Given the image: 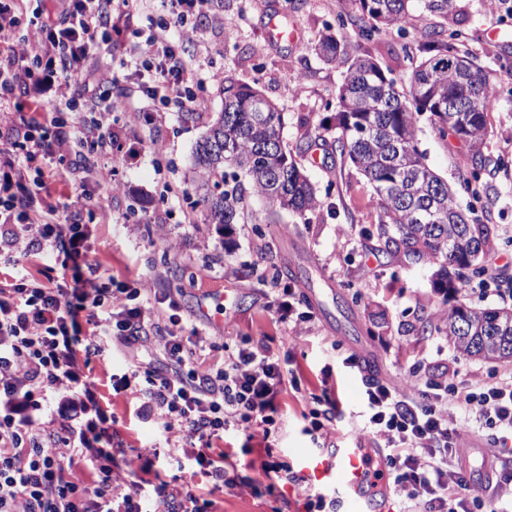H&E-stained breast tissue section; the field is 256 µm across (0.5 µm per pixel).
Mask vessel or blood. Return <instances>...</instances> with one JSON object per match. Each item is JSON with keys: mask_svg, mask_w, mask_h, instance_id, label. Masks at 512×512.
I'll return each mask as SVG.
<instances>
[{"mask_svg": "<svg viewBox=\"0 0 512 512\" xmlns=\"http://www.w3.org/2000/svg\"><path fill=\"white\" fill-rule=\"evenodd\" d=\"M378 448L364 450L342 445L321 452H302L300 473L309 482L331 487L345 512H387L381 491L385 479L377 478L374 465L381 459Z\"/></svg>", "mask_w": 512, "mask_h": 512, "instance_id": "1", "label": "vessel or blood"}]
</instances>
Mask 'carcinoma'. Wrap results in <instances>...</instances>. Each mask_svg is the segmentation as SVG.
Listing matches in <instances>:
<instances>
[{
  "label": "carcinoma",
  "mask_w": 512,
  "mask_h": 512,
  "mask_svg": "<svg viewBox=\"0 0 512 512\" xmlns=\"http://www.w3.org/2000/svg\"><path fill=\"white\" fill-rule=\"evenodd\" d=\"M353 23L368 38L383 28L400 27L415 0H349ZM426 31L424 53L412 68L409 87L399 90L389 71L373 58L352 54L332 34L320 36L318 54L326 62L348 64L337 94L336 139L340 153L372 185L378 202V236L389 252L439 266L433 288L456 292L469 275L487 272L490 244L484 225L467 215L455 189L425 163L416 145V118L430 121L444 136L469 149L474 172L484 166L483 146L493 109L492 86L451 39ZM219 112H183L185 120H207L194 156L197 189L205 219L229 227L244 224L260 201L266 223L284 213L303 219L320 202L307 176L280 138L283 113L256 87L224 78ZM448 338L462 355L512 359V309L456 306L445 318Z\"/></svg>",
  "instance_id": "1"
}]
</instances>
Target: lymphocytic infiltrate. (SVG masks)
<instances>
[{"instance_id":"1","label":"lymphocytic infiltrate","mask_w":512,"mask_h":512,"mask_svg":"<svg viewBox=\"0 0 512 512\" xmlns=\"http://www.w3.org/2000/svg\"><path fill=\"white\" fill-rule=\"evenodd\" d=\"M188 1L206 5L168 0V22L128 54L150 61L149 98L173 99L194 112L196 62L176 48L196 35L184 25ZM22 11L16 0H0V116L8 125L0 141V262L16 271L0 286V512H212L213 501L185 487L143 478L127 488L112 482L117 451L90 364L112 349L150 341V360L128 364L120 387L156 413L162 431L184 432L183 451L202 476L214 486L229 485V456L214 453L212 442L241 431L265 443L263 480L292 486L303 512H333L332 492L310 485L269 442L280 425V394L302 389L290 356L240 346L214 368L204 357L206 337L185 326L173 302L147 333L150 309L136 293L105 288L109 274L90 259L84 225L67 221L88 208L110 217L111 197L82 186L40 208L48 189L43 159L82 148L92 133L105 160L122 157L113 113L147 125L153 115L111 94L122 79L105 35L112 0H54L49 10L36 5L25 22ZM77 93L96 114L93 126L73 112ZM34 255L63 259L72 277L28 275L25 264ZM363 404V428L384 436L386 476L409 500L425 512H481L483 501L465 478L471 464L458 447L475 428L495 430L500 445L512 442V378L464 387L430 381L415 398L395 382L369 378ZM78 457L93 464V483L76 475Z\"/></svg>"}]
</instances>
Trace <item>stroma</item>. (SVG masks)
<instances>
[{
	"instance_id": "35a3bbf8",
	"label": "stroma",
	"mask_w": 512,
	"mask_h": 512,
	"mask_svg": "<svg viewBox=\"0 0 512 512\" xmlns=\"http://www.w3.org/2000/svg\"><path fill=\"white\" fill-rule=\"evenodd\" d=\"M350 12L349 0H235L227 13L234 25L232 35L212 29L207 18L199 17L197 36L187 48L197 64L192 89L202 94L207 111H220L219 88L230 76L258 87L278 104L284 114L280 136L286 149L298 151L311 143V152L300 153L299 161L320 205L308 213L306 223L287 214L282 223L268 224L260 210L252 223L228 231L204 223L203 210L195 204L193 151L206 126L183 121L177 103L159 107L133 75L115 91L154 110V122L130 126L123 116L115 117L123 144L133 145L136 153L100 185L105 193L113 184L121 186L112 201L111 219L88 210L80 216L90 231L86 246L109 269L113 287L140 281L168 295L186 323L205 329L216 347L214 362L222 361L224 347H237L245 338L258 348L291 352L294 366L304 375L302 391L284 394L282 425L270 438L291 462L298 452L313 449L305 432L307 415L316 406V396L335 385L341 389L345 414L324 431L325 447L340 441L383 447V438L360 428L361 376L342 364L351 352L361 353L383 379L416 372L420 388L442 373L456 383H492L512 376V360L488 362L460 355L439 329L442 314L461 302L476 308H512V291L506 287L512 281V15L491 9L489 0H454L448 17L425 11L407 18L402 29L364 40L351 24ZM273 16L298 26L300 40L272 42L267 25ZM163 18L156 0H123L116 6L114 64L126 61L128 44H145ZM424 28L444 37L457 34L458 48L498 91V103L488 117L486 164L479 174L471 172L466 145L441 137L427 116L417 118L418 148L426 163L455 188L459 206L474 209L488 225L493 247L488 273L471 278L446 298L431 286L433 264L380 251L371 185L323 145L347 65L341 59L324 62L314 50L320 34L332 31L402 82L422 56ZM168 185L173 188L169 194L164 191ZM158 224L165 225L166 235H156ZM277 268L288 272V284L309 303L312 319L301 335H292L278 323L275 294L259 279L263 271ZM220 303L225 306L221 315L216 312ZM126 363L122 350L113 351L111 362L91 363L100 402L122 440L113 482L138 480L149 461L163 480L189 486L212 500L216 512H298L291 487L270 490L254 484L261 458L244 453L242 433L229 432L216 444L220 450L240 451L236 483L230 488L214 487L196 474L193 461L171 455L166 445L181 442V433H161L140 401L112 387L113 375L123 374Z\"/></svg>"
}]
</instances>
